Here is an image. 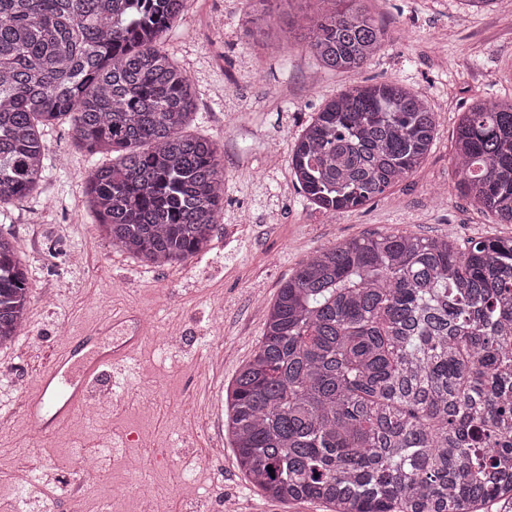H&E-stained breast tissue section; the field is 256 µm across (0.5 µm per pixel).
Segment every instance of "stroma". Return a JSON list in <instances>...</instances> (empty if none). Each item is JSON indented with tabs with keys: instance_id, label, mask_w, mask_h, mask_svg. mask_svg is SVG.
I'll list each match as a JSON object with an SVG mask.
<instances>
[{
	"instance_id": "35a3bbf8",
	"label": "stroma",
	"mask_w": 512,
	"mask_h": 512,
	"mask_svg": "<svg viewBox=\"0 0 512 512\" xmlns=\"http://www.w3.org/2000/svg\"><path fill=\"white\" fill-rule=\"evenodd\" d=\"M251 0H186L163 46L199 92L188 134L216 142L224 166V209L207 254L187 263L145 265L113 249L87 207L82 182L92 160L68 124L45 132L46 177L8 206L0 233L12 237L29 272L27 328L0 350V512H139L132 485L154 487L164 512H328L316 502L284 505L251 488L224 428L226 391L263 334L282 281L316 250L385 233L458 241L512 237L454 187L453 132L473 101L512 96V9L460 17L456 0H370L385 27V47L344 72L315 71L305 47H279L270 30L245 17ZM368 79L396 80L426 96L436 117L432 150L413 175L377 200L326 214L303 198L288 156L312 112ZM279 161L268 166L265 155ZM278 223H268L269 212ZM53 301H45L44 290ZM141 312L149 333L121 399V413L96 419L77 413L61 435H35L24 400L50 356L106 317ZM181 334L164 343L170 323ZM151 413H142L144 403ZM151 434L152 447L137 436ZM123 437L91 476L77 467L81 451L102 436ZM224 451L214 459L212 449Z\"/></svg>"
}]
</instances>
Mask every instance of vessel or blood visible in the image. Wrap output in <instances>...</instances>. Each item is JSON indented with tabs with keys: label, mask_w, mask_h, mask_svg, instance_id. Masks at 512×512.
Here are the masks:
<instances>
[{
	"label": "vessel or blood",
	"mask_w": 512,
	"mask_h": 512,
	"mask_svg": "<svg viewBox=\"0 0 512 512\" xmlns=\"http://www.w3.org/2000/svg\"><path fill=\"white\" fill-rule=\"evenodd\" d=\"M94 333L100 336V343L89 349L68 343L28 394L26 419L39 434L52 436L66 426L88 399L92 383L104 368L132 366L145 334V320L140 312L126 311L107 318Z\"/></svg>",
	"instance_id": "obj_1"
}]
</instances>
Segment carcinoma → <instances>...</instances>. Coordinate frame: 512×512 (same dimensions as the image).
I'll return each mask as SVG.
<instances>
[{
    "label": "carcinoma",
    "mask_w": 512,
    "mask_h": 512,
    "mask_svg": "<svg viewBox=\"0 0 512 512\" xmlns=\"http://www.w3.org/2000/svg\"><path fill=\"white\" fill-rule=\"evenodd\" d=\"M186 0H0L1 205L44 178L45 129L70 122L103 161L84 195L112 247L149 265L205 252L224 205L215 142L183 132L197 89L162 47ZM296 23L318 67L358 68L386 29L365 0ZM427 100L396 81L326 101L288 168L317 209L362 206L421 167ZM455 188L512 224V99L461 113ZM28 273L0 233V349L26 321ZM512 237L385 234L317 250L281 283L224 427L252 487L330 512H478L512 456ZM273 471H268V468Z\"/></svg>",
    "instance_id": "cac0c4a2"
}]
</instances>
